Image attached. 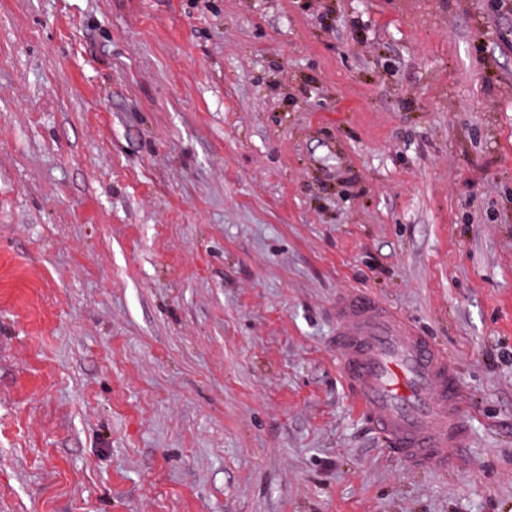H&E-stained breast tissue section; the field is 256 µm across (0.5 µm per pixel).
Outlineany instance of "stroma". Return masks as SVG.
Returning a JSON list of instances; mask_svg holds the SVG:
<instances>
[{"label":"stroma","mask_w":512,"mask_h":512,"mask_svg":"<svg viewBox=\"0 0 512 512\" xmlns=\"http://www.w3.org/2000/svg\"><path fill=\"white\" fill-rule=\"evenodd\" d=\"M351 290L457 364L454 471ZM0 512H512V0H0ZM336 363L354 405L386 449L418 470H448L469 439L448 351L379 299L336 300Z\"/></svg>","instance_id":"obj_1"}]
</instances>
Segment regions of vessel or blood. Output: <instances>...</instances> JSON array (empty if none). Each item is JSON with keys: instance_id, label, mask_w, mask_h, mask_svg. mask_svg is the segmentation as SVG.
I'll return each mask as SVG.
<instances>
[{"instance_id": "vessel-or-blood-1", "label": "vessel or blood", "mask_w": 512, "mask_h": 512, "mask_svg": "<svg viewBox=\"0 0 512 512\" xmlns=\"http://www.w3.org/2000/svg\"><path fill=\"white\" fill-rule=\"evenodd\" d=\"M334 314L341 378L378 438L415 469H448L470 430L447 350L359 290L340 296Z\"/></svg>"}]
</instances>
